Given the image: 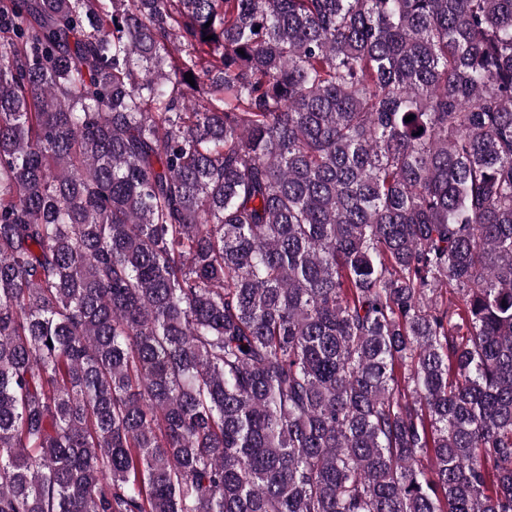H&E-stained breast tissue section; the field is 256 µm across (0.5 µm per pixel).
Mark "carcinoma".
<instances>
[{
    "instance_id": "cac0c4a2",
    "label": "carcinoma",
    "mask_w": 512,
    "mask_h": 512,
    "mask_svg": "<svg viewBox=\"0 0 512 512\" xmlns=\"http://www.w3.org/2000/svg\"><path fill=\"white\" fill-rule=\"evenodd\" d=\"M0 512H512V0H0Z\"/></svg>"
}]
</instances>
